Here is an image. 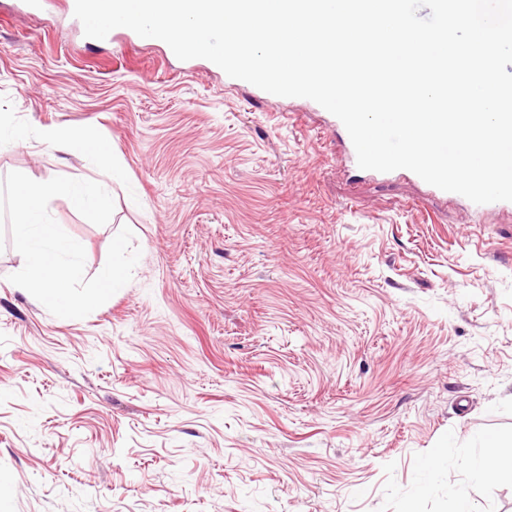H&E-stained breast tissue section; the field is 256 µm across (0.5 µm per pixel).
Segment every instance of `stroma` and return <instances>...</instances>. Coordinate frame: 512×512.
I'll use <instances>...</instances> for the list:
<instances>
[{"mask_svg": "<svg viewBox=\"0 0 512 512\" xmlns=\"http://www.w3.org/2000/svg\"><path fill=\"white\" fill-rule=\"evenodd\" d=\"M0 120L29 134L0 180L98 179L48 126L123 169L106 225L48 205L86 277L122 227L141 251L59 318L0 230V512H402L422 484L417 512H452L480 437H512V211L351 167L330 114L205 59L85 43L66 0H0ZM470 493L512 512L510 479ZM39 139L63 153L90 154L95 158L98 168L104 172L109 181H118L121 179L120 172L113 164L112 153L104 144L91 141L82 135L57 128H43L39 133ZM397 171H400L402 174H404L405 176L413 179L414 181H416L417 183L421 184L422 186H424L427 190L428 193L434 195V196H437V197H440L446 201H448V199L450 200H456V201H464V202H467L470 206V208L474 211V212H480L487 204H475L473 203L472 201H470L469 199H467L466 197L458 194V193H453V192H447V191H443L433 185H430L428 183H426L423 179H421L417 174H415L414 172L410 171V170H407V169H398Z\"/></svg>", "mask_w": 512, "mask_h": 512, "instance_id": "1", "label": "stroma"}]
</instances>
